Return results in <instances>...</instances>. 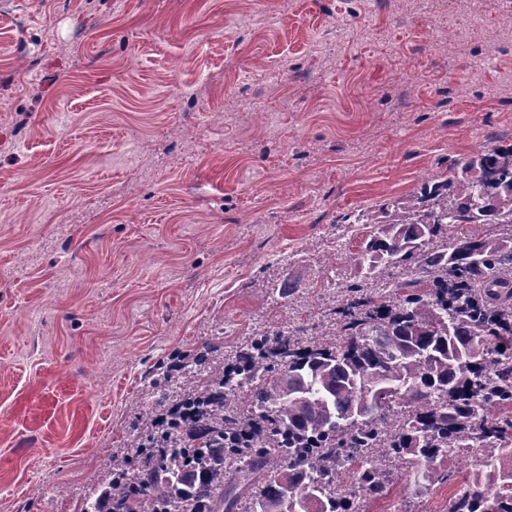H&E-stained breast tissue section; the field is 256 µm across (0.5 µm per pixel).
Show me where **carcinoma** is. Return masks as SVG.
<instances>
[{
  "label": "carcinoma",
  "instance_id": "obj_1",
  "mask_svg": "<svg viewBox=\"0 0 512 512\" xmlns=\"http://www.w3.org/2000/svg\"><path fill=\"white\" fill-rule=\"evenodd\" d=\"M448 172L345 214L373 228L328 338L260 334L205 390L145 412L138 466L112 460L89 512H233L242 494L344 512L346 485L361 512L394 509L395 470L452 488L448 512H512V143Z\"/></svg>",
  "mask_w": 512,
  "mask_h": 512
}]
</instances>
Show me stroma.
Instances as JSON below:
<instances>
[{
  "instance_id": "obj_1",
  "label": "stroma",
  "mask_w": 512,
  "mask_h": 512,
  "mask_svg": "<svg viewBox=\"0 0 512 512\" xmlns=\"http://www.w3.org/2000/svg\"><path fill=\"white\" fill-rule=\"evenodd\" d=\"M0 512H80L180 359L313 339L343 214L512 141L501 0H0Z\"/></svg>"
}]
</instances>
